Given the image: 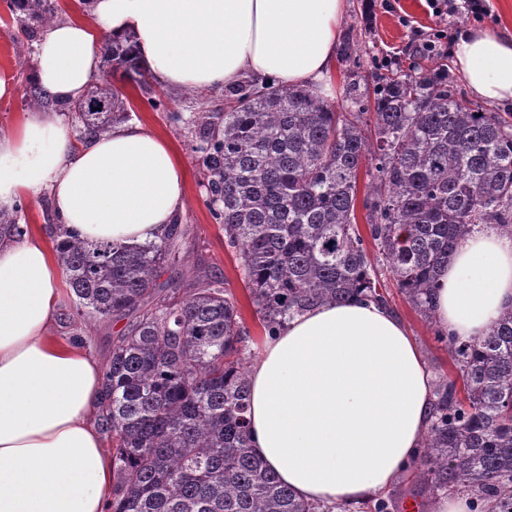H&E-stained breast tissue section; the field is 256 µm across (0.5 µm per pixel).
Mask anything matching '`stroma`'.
<instances>
[{
	"mask_svg": "<svg viewBox=\"0 0 512 512\" xmlns=\"http://www.w3.org/2000/svg\"><path fill=\"white\" fill-rule=\"evenodd\" d=\"M489 4L491 12L484 20L465 15L450 17L447 22L449 32L484 25L512 37V0H489ZM393 5V11L388 13L377 6L376 0H347L346 13L340 25L341 52L337 54L336 63L327 79L329 100L338 106L344 104L349 87L353 84L360 92H372L374 85L385 75L379 62L389 55L397 59L395 71L404 74L422 70L441 72L447 75L460 97L469 98L470 93L452 56L422 58L414 52L417 32H430L440 23L426 0H394ZM21 36L16 20L10 16L7 0H0V73H9L17 89L13 97L0 99V128L4 130L17 127L30 110L27 92L34 82L35 52L19 47ZM112 82L127 97L132 121L141 123L164 138L183 167L187 205L179 221L188 225L189 234L184 245L185 260L176 268V275L189 276L194 267L205 265L226 276L253 336L249 348L251 352H259L265 338L248 292L235 270L234 253L226 247L224 232L205 204L202 164L185 130L168 118L172 112L187 115L223 111V91L172 89L155 83L144 90L119 75L114 76ZM388 299L390 308L404 322L427 367L438 366L443 371H450L452 363L448 349L437 340L434 324L415 311L396 287H389ZM121 329L122 325L118 322H80L62 313L52 331L60 336L84 337L99 360L104 362L112 349L113 336L118 335ZM384 495L395 501V512H431L430 505L434 500L432 494L413 482L405 472L399 474Z\"/></svg>",
	"mask_w": 512,
	"mask_h": 512,
	"instance_id": "1",
	"label": "stroma"
}]
</instances>
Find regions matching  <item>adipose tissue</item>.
Returning a JSON list of instances; mask_svg holds the SVG:
<instances>
[{
    "instance_id": "1",
    "label": "adipose tissue",
    "mask_w": 512,
    "mask_h": 512,
    "mask_svg": "<svg viewBox=\"0 0 512 512\" xmlns=\"http://www.w3.org/2000/svg\"><path fill=\"white\" fill-rule=\"evenodd\" d=\"M346 0H88L47 27L35 80L80 100L104 38L136 37L161 86L222 90L240 81L322 89L336 62ZM469 92L512 101V38L455 36ZM48 196L67 228L127 246L159 241L185 208L171 146L139 124L74 142L46 112L0 132V204ZM49 245L0 243V512H107L112 457L97 426L104 373L88 347L49 335L58 320ZM512 309V236L458 241L433 295L436 329L486 335ZM254 453L300 498L355 504L388 488L421 445L433 377L388 306L350 300L295 317L264 342L249 374Z\"/></svg>"
}]
</instances>
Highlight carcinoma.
<instances>
[{
  "label": "carcinoma",
  "instance_id": "obj_1",
  "mask_svg": "<svg viewBox=\"0 0 512 512\" xmlns=\"http://www.w3.org/2000/svg\"><path fill=\"white\" fill-rule=\"evenodd\" d=\"M31 42L66 13L60 0H9ZM110 71L146 84L132 42L104 40ZM224 112L170 113L205 169L206 205L234 251L265 335L294 315L353 296L388 305L380 268L422 316L438 270L479 224L512 235V113L457 99L448 79L391 74L374 103L245 81ZM103 75L65 104L80 137L129 117ZM368 179L357 220L360 172ZM24 204L0 206V240L20 242ZM188 228L127 249L49 225L70 309L124 320L104 368L99 426L112 439L110 512H319L283 485L249 443L250 332L227 278L181 261ZM377 249L370 254L369 246ZM455 371L434 383L429 428L406 466L434 494L468 492L512 512V310L482 337L437 332Z\"/></svg>",
  "mask_w": 512,
  "mask_h": 512
}]
</instances>
